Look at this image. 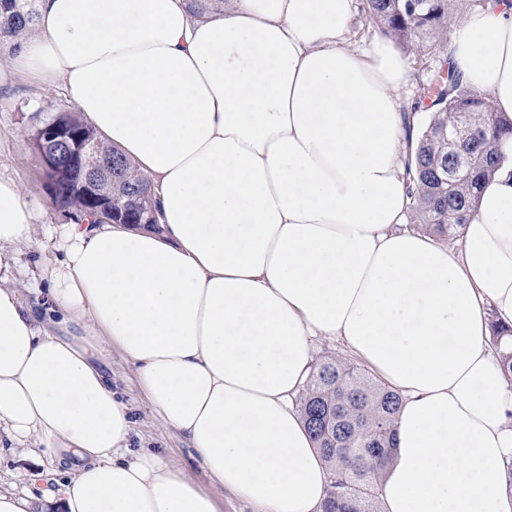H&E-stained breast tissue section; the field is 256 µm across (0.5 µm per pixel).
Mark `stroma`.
Masks as SVG:
<instances>
[{"label": "stroma", "mask_w": 512, "mask_h": 512, "mask_svg": "<svg viewBox=\"0 0 512 512\" xmlns=\"http://www.w3.org/2000/svg\"><path fill=\"white\" fill-rule=\"evenodd\" d=\"M410 77L401 91L404 103L415 107L421 122H428L429 100L424 89L439 63L421 64L410 49H403ZM74 106L60 86H49L25 74H15L12 81L0 85V179L14 182L23 199L34 208L36 228L32 240L14 255L13 286L22 288L35 279H42L46 270L61 257L53 242L47 241L42 227L60 225L66 218L48 195L38 155L29 146L35 128L49 115L73 111ZM112 379L116 389L134 409L136 425L133 445L161 453L179 465L186 475L202 487L210 481L193 456L188 442L176 432L162 427L152 416L144 398L138 393L133 371L120 357L112 359Z\"/></svg>", "instance_id": "obj_1"}]
</instances>
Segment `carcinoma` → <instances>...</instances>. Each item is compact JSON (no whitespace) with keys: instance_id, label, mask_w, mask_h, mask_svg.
<instances>
[{"instance_id":"obj_1","label":"carcinoma","mask_w":512,"mask_h":512,"mask_svg":"<svg viewBox=\"0 0 512 512\" xmlns=\"http://www.w3.org/2000/svg\"><path fill=\"white\" fill-rule=\"evenodd\" d=\"M36 0H0V34L18 39L37 20ZM371 21L398 43L420 55L442 49L435 35L461 14L451 0H366ZM430 120L412 149L407 167L413 218L439 236H456L472 210L480 184L500 164L496 144L512 135V119L489 99L466 88L453 66L431 81ZM76 144L98 137L74 113L50 116ZM100 152L115 163L112 176L85 185V172L68 157L45 173L57 192L55 204L80 223L98 222L97 212L112 203L126 224L150 220L154 204L147 181L118 148L100 141ZM309 433L331 471L324 512H378L381 470L391 453L399 395L373 381L357 365L330 358L314 369L297 400Z\"/></svg>"}]
</instances>
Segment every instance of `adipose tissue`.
Returning <instances> with one entry per match:
<instances>
[{
    "label": "adipose tissue",
    "instance_id": "obj_1",
    "mask_svg": "<svg viewBox=\"0 0 512 512\" xmlns=\"http://www.w3.org/2000/svg\"><path fill=\"white\" fill-rule=\"evenodd\" d=\"M353 0H37L10 63L61 84L148 179L159 229L65 224L48 302L8 286L33 209L0 179V457L32 465L0 512H321L330 474L293 398L337 338L402 397L381 512H512V136L460 249L407 215L405 59L348 41ZM449 59L512 117V0L458 23ZM120 354L210 488L131 446Z\"/></svg>",
    "mask_w": 512,
    "mask_h": 512
}]
</instances>
